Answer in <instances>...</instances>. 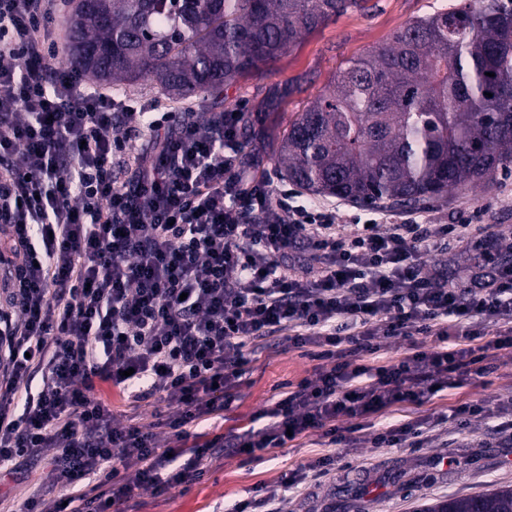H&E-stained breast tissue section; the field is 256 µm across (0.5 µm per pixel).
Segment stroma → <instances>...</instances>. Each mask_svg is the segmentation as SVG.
Wrapping results in <instances>:
<instances>
[{
  "label": "stroma",
  "mask_w": 512,
  "mask_h": 512,
  "mask_svg": "<svg viewBox=\"0 0 512 512\" xmlns=\"http://www.w3.org/2000/svg\"><path fill=\"white\" fill-rule=\"evenodd\" d=\"M455 0H366L363 8L349 10L315 31L277 60L265 74L238 78L224 90V111L243 112V134L248 144L243 153L253 172L272 181L277 189H289L281 178L275 153L279 139L296 112L302 111L336 72L351 59L382 45L414 18L432 14ZM121 95L161 112H194L207 119L212 108L198 98L171 100L151 82L124 86ZM479 211L483 229L468 228L471 237L489 236L496 262H512V171L499 173L491 187L452 189L417 209L385 208L384 223L417 220L426 224H450L463 212ZM497 371L489 383L474 380L458 388H442L429 407L447 415L426 450L377 448L371 439L377 429L397 425L390 412L366 419L352 435L350 445L326 446L319 436L288 442L285 447L254 455H227L208 462L204 474L189 486H175L165 494L139 491L135 512H226L240 500L254 496L256 488L274 484L284 472L319 457H339L343 470L308 480L286 493L283 512H424L450 498L478 495L496 488H512V434H492V422L478 417L458 428L452 413L458 401L485 403L494 408L512 398V356L497 359ZM314 361L301 350L272 339L255 355L243 375L235 399L223 417L204 423L209 435L238 432L252 425L258 414L271 406L277 388L285 382L312 377ZM97 395L112 402L114 423L126 426L151 421L154 411L167 404L132 407L126 394L99 382ZM54 480L52 464L45 458L31 460L13 473L0 472V512L31 497L40 486Z\"/></svg>",
  "instance_id": "stroma-1"
}]
</instances>
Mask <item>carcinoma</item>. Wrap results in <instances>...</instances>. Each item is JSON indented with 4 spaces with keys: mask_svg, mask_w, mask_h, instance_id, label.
<instances>
[{
    "mask_svg": "<svg viewBox=\"0 0 512 512\" xmlns=\"http://www.w3.org/2000/svg\"><path fill=\"white\" fill-rule=\"evenodd\" d=\"M359 4L73 0L66 49L92 80H146L169 99L221 106L224 87ZM276 165L313 197L400 208L491 186L512 167V0H467L418 17L348 61L289 122ZM424 512H512V489Z\"/></svg>",
    "mask_w": 512,
    "mask_h": 512,
    "instance_id": "obj_1",
    "label": "carcinoma"
}]
</instances>
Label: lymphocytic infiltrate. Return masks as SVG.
I'll return each instance as SVG.
<instances>
[{
	"mask_svg": "<svg viewBox=\"0 0 512 512\" xmlns=\"http://www.w3.org/2000/svg\"><path fill=\"white\" fill-rule=\"evenodd\" d=\"M52 4L0 0V261L13 265L0 308V463L50 458L70 512H127L138 490L199 478L217 448L251 455L316 433L346 443L343 417L399 414L374 445L423 449L434 417L420 409L435 388L489 375L512 351V264L452 288L424 256L465 224L341 233L335 212L240 162L242 113H152L57 65ZM282 333L314 348L313 378L286 384L262 426L192 441ZM413 333L435 346L363 365L381 339ZM98 380L177 410L113 426ZM330 464L289 470L231 512H279L285 492Z\"/></svg>",
	"mask_w": 512,
	"mask_h": 512,
	"instance_id": "1",
	"label": "lymphocytic infiltrate"
}]
</instances>
